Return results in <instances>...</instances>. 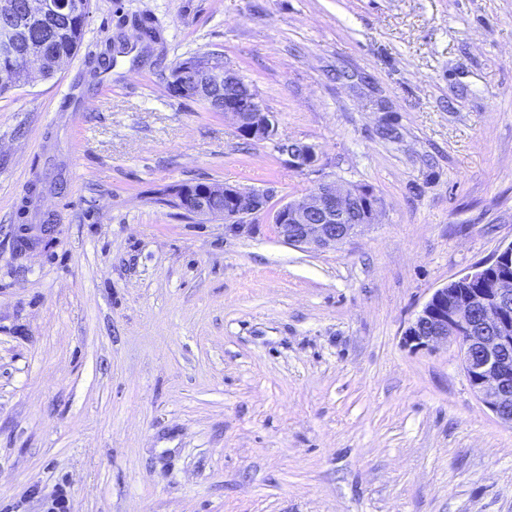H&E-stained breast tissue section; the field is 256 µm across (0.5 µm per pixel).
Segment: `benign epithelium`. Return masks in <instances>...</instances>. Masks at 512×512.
Instances as JSON below:
<instances>
[{"instance_id":"benign-epithelium-1","label":"benign epithelium","mask_w":512,"mask_h":512,"mask_svg":"<svg viewBox=\"0 0 512 512\" xmlns=\"http://www.w3.org/2000/svg\"><path fill=\"white\" fill-rule=\"evenodd\" d=\"M53 0H27L24 13L52 14ZM18 27L0 24V41L17 54ZM177 83L169 85L177 96L192 94L200 86L234 88L208 103L235 121L245 138L272 143L288 167L311 170L317 154L312 145L278 137L277 116L266 111L255 90L233 70L211 66L179 68ZM182 209L196 217L222 219L245 227L268 210L270 192L234 185L209 183L181 190ZM383 200L374 191L323 176L310 192L292 199L272 213L278 237L294 247L328 249L355 237L374 223ZM440 342L457 345L470 387L483 405L504 425L512 426V242L488 260L437 288L405 331V343L431 348Z\"/></svg>"}]
</instances>
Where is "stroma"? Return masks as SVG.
Masks as SVG:
<instances>
[{"label":"stroma","instance_id":"35a3bbf8","mask_svg":"<svg viewBox=\"0 0 512 512\" xmlns=\"http://www.w3.org/2000/svg\"><path fill=\"white\" fill-rule=\"evenodd\" d=\"M203 52L316 170L169 89ZM324 175L385 203L335 249L171 202ZM511 242L512 0H92L54 78L0 95V512L58 485L69 512H512V427L455 344L404 342Z\"/></svg>","mask_w":512,"mask_h":512}]
</instances>
